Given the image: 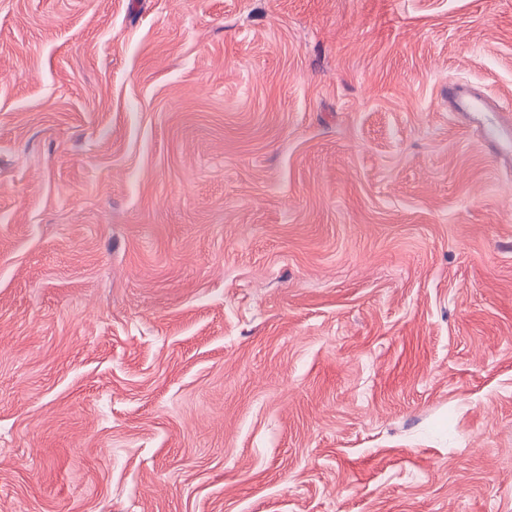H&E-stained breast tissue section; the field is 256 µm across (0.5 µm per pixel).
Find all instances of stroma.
Returning a JSON list of instances; mask_svg holds the SVG:
<instances>
[{
  "mask_svg": "<svg viewBox=\"0 0 512 512\" xmlns=\"http://www.w3.org/2000/svg\"><path fill=\"white\" fill-rule=\"evenodd\" d=\"M510 102L512 0H0V512H512ZM448 96L453 100L456 108L461 112H482L484 101L473 94L465 85H454L448 88Z\"/></svg>",
  "mask_w": 512,
  "mask_h": 512,
  "instance_id": "35a3bbf8",
  "label": "stroma"
}]
</instances>
